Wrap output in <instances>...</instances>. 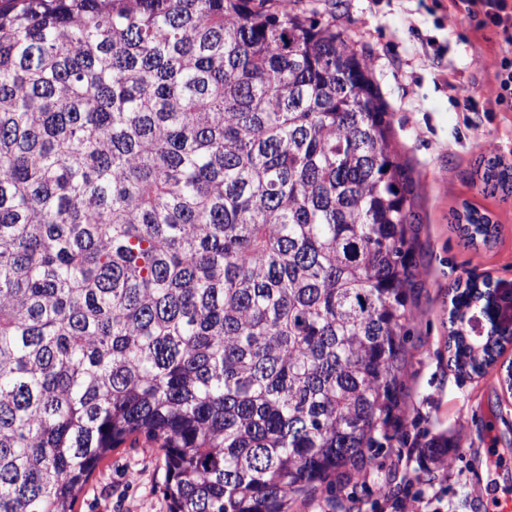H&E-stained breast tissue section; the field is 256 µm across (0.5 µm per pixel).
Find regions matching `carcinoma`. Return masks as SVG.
<instances>
[{"label": "carcinoma", "instance_id": "obj_1", "mask_svg": "<svg viewBox=\"0 0 512 512\" xmlns=\"http://www.w3.org/2000/svg\"><path fill=\"white\" fill-rule=\"evenodd\" d=\"M391 118L286 0H0V512H75L141 438L169 512H289L366 472L416 286ZM477 172L512 193L511 164ZM448 290V363L481 374L512 332L490 280Z\"/></svg>", "mask_w": 512, "mask_h": 512}]
</instances>
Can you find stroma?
I'll list each match as a JSON object with an SVG mask.
<instances>
[{"label": "stroma", "mask_w": 512, "mask_h": 512, "mask_svg": "<svg viewBox=\"0 0 512 512\" xmlns=\"http://www.w3.org/2000/svg\"><path fill=\"white\" fill-rule=\"evenodd\" d=\"M297 10L347 30L363 53L393 114L399 147L412 169L421 224L420 287L408 311L403 405L390 448L376 455L358 484L340 483L297 500L291 512H374L393 472L416 473L447 487L450 512H480L478 488L512 489V391L504 382L512 344L481 375L448 364V286L490 277L512 317V195L484 192L479 161L512 164V112L488 110L497 36L479 33L448 0H296ZM473 98L477 111L465 108ZM471 202L499 225L490 247L464 246L449 222ZM447 443L441 461L425 458ZM161 452L125 444L83 487L76 512H168Z\"/></svg>", "instance_id": "35a3bbf8"}]
</instances>
